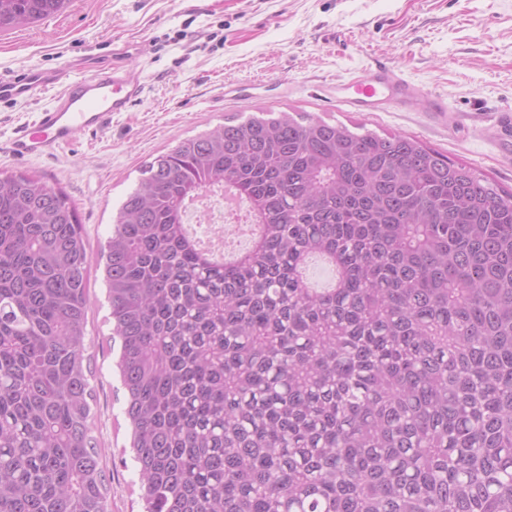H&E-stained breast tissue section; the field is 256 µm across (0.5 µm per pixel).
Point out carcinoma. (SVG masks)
<instances>
[{
  "label": "carcinoma",
  "mask_w": 512,
  "mask_h": 512,
  "mask_svg": "<svg viewBox=\"0 0 512 512\" xmlns=\"http://www.w3.org/2000/svg\"><path fill=\"white\" fill-rule=\"evenodd\" d=\"M66 2L0 0V29ZM215 182L246 244L207 255ZM101 259L144 512H512V193L470 167L229 118L144 165ZM86 282L66 192L0 169V512H109ZM222 211V201L219 197L211 198V208L206 211H198L194 213H187V222L191 227V231L197 236L203 239L208 238V231L212 236L215 230L222 227L225 223H217L216 218L213 219L214 215L218 217Z\"/></svg>",
  "instance_id": "carcinoma-1"
}]
</instances>
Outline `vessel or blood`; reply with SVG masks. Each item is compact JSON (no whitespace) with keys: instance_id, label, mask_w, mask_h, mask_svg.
Instances as JSON below:
<instances>
[{"instance_id":"vessel-or-blood-1","label":"vessel or blood","mask_w":512,"mask_h":512,"mask_svg":"<svg viewBox=\"0 0 512 512\" xmlns=\"http://www.w3.org/2000/svg\"><path fill=\"white\" fill-rule=\"evenodd\" d=\"M60 77V72L38 67L0 73L2 102L28 99L53 86L59 89L51 106L7 142L6 150L13 157L53 154L72 143L79 133L97 130L116 113L130 111L144 89L140 73L120 61L65 84ZM330 93L338 103L360 112L402 109L421 100L427 101L430 111L445 109L439 97L428 94L399 69L384 63L370 67L359 78L336 82Z\"/></svg>"}]
</instances>
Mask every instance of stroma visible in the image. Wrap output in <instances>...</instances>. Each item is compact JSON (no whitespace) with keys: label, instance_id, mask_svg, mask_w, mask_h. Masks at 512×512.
<instances>
[{"label":"stroma","instance_id":"35a3bbf8","mask_svg":"<svg viewBox=\"0 0 512 512\" xmlns=\"http://www.w3.org/2000/svg\"><path fill=\"white\" fill-rule=\"evenodd\" d=\"M140 46L138 55L127 45ZM122 60L140 72L142 99L105 127L48 157L0 152V168L63 188L87 239V352L95 436L110 481V512H143L124 415V390L100 249L112 215L145 162L225 118L263 108L417 138L512 192V0H70L22 28L0 30V71L58 70L63 81ZM382 62L439 96L390 112L336 105L328 87ZM229 84L247 85L228 96ZM51 94L0 102V143L34 122Z\"/></svg>","mask_w":512,"mask_h":512}]
</instances>
